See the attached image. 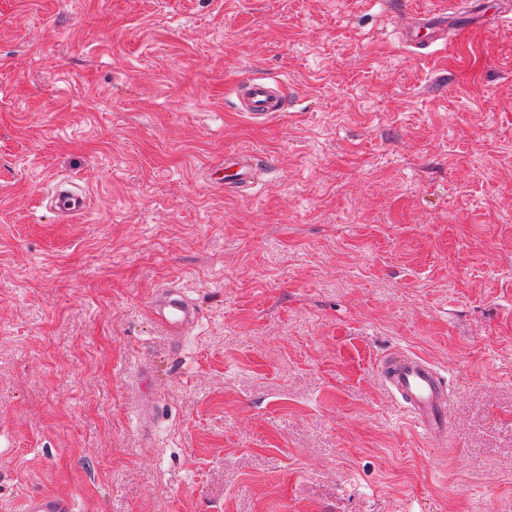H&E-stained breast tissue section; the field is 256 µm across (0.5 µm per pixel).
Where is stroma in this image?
Listing matches in <instances>:
<instances>
[{"label":"stroma","instance_id":"obj_1","mask_svg":"<svg viewBox=\"0 0 512 512\" xmlns=\"http://www.w3.org/2000/svg\"><path fill=\"white\" fill-rule=\"evenodd\" d=\"M490 2L0 0V512H512ZM442 9L447 44L404 43ZM267 76L287 110L255 123L230 89ZM228 153L259 191L210 183ZM60 176L94 201L68 223ZM170 282L201 311L175 342L148 312ZM397 347L444 370L447 447L379 383ZM73 500L59 493H41L24 499L22 512H74Z\"/></svg>","mask_w":512,"mask_h":512}]
</instances>
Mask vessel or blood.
<instances>
[{
	"label": "vessel or blood",
	"mask_w": 512,
	"mask_h": 512,
	"mask_svg": "<svg viewBox=\"0 0 512 512\" xmlns=\"http://www.w3.org/2000/svg\"><path fill=\"white\" fill-rule=\"evenodd\" d=\"M448 27L430 14L405 23L403 40L407 45L426 49L447 40ZM239 109L255 122H266L285 111L286 99L277 80L254 77L234 86ZM260 161L253 155L225 159L214 173L215 184L225 190L252 189L262 181ZM48 210L74 219L91 207V199L69 179L58 180L47 195ZM154 324L171 339H178L200 320L194 301L176 284L161 286L149 302ZM377 375L402 414L427 442L438 445L448 438L451 411L448 384L440 369L422 355L397 348L381 358ZM22 512H74L73 500L59 493H41L24 499Z\"/></svg>",
	"instance_id": "1"
}]
</instances>
